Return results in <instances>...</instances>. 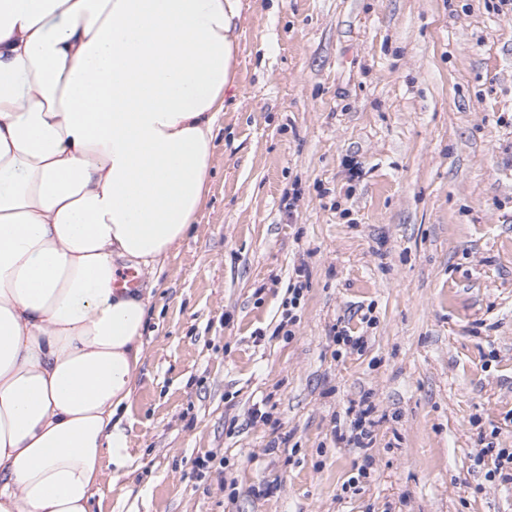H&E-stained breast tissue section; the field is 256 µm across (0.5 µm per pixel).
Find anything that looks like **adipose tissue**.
<instances>
[{"label": "adipose tissue", "mask_w": 512, "mask_h": 512, "mask_svg": "<svg viewBox=\"0 0 512 512\" xmlns=\"http://www.w3.org/2000/svg\"><path fill=\"white\" fill-rule=\"evenodd\" d=\"M241 0H0V512H91L196 224Z\"/></svg>", "instance_id": "obj_1"}]
</instances>
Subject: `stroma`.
<instances>
[{"label":"stroma","mask_w":512,"mask_h":512,"mask_svg":"<svg viewBox=\"0 0 512 512\" xmlns=\"http://www.w3.org/2000/svg\"><path fill=\"white\" fill-rule=\"evenodd\" d=\"M242 4L199 221L137 273L144 358L92 512H512L475 461L512 448V17ZM340 317L364 352H336ZM363 402L366 452L341 438ZM208 453L224 472L196 478Z\"/></svg>","instance_id":"1"}]
</instances>
